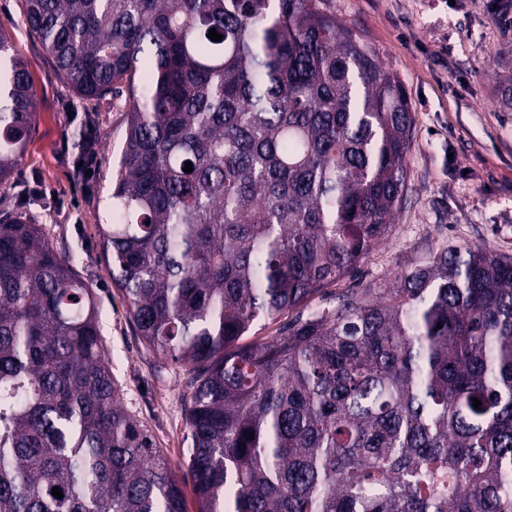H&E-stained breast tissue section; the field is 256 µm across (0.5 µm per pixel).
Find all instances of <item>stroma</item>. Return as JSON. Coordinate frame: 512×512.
Here are the masks:
<instances>
[{
  "mask_svg": "<svg viewBox=\"0 0 512 512\" xmlns=\"http://www.w3.org/2000/svg\"><path fill=\"white\" fill-rule=\"evenodd\" d=\"M329 9L370 47L399 82L412 118L407 195L388 236L355 272L313 295L301 317L334 310L349 290L378 288L449 247L479 246L512 256V111L503 109L496 71L512 51V28L498 0H329ZM22 0H0V28L25 58L37 93L29 145L0 188V211L42 225L60 255L93 289L99 328L125 410L148 430L157 451L182 478L188 512L198 504L186 481L191 434L184 411L188 369L137 336L112 286L98 234L111 205L112 160L122 149L125 97L80 110L100 143L89 182L74 176L82 151L78 97L55 78L52 62L22 22ZM39 198L22 199L23 185Z\"/></svg>",
  "mask_w": 512,
  "mask_h": 512,
  "instance_id": "stroma-1",
  "label": "stroma"
}]
</instances>
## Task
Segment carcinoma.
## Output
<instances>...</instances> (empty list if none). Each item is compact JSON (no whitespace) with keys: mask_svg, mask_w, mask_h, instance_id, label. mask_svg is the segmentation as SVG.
<instances>
[{"mask_svg":"<svg viewBox=\"0 0 512 512\" xmlns=\"http://www.w3.org/2000/svg\"><path fill=\"white\" fill-rule=\"evenodd\" d=\"M23 17L80 98L129 90L99 235L142 342L191 366L198 512H512V257L444 249L241 343L352 271L407 193L402 89L327 0ZM34 108L0 27V186ZM0 512H187L121 404L95 294L19 215L0 217Z\"/></svg>","mask_w":512,"mask_h":512,"instance_id":"carcinoma-1","label":"carcinoma"}]
</instances>
